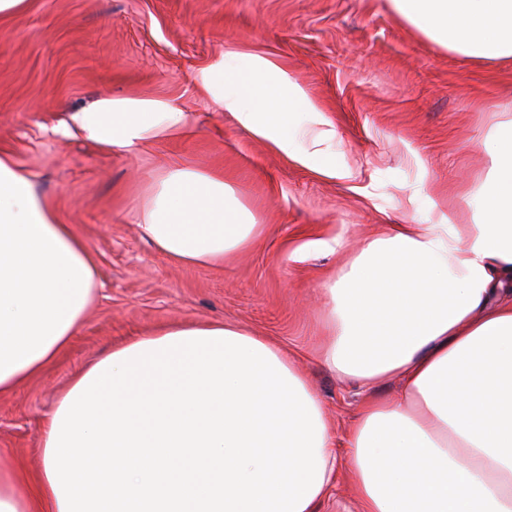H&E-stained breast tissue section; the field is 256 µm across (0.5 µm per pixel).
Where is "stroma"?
Masks as SVG:
<instances>
[{
  "label": "stroma",
  "instance_id": "1",
  "mask_svg": "<svg viewBox=\"0 0 512 512\" xmlns=\"http://www.w3.org/2000/svg\"><path fill=\"white\" fill-rule=\"evenodd\" d=\"M266 58L336 128L323 174L243 128L203 77L230 55ZM103 97L159 100L187 132L131 150L67 131ZM512 60L476 63L400 20L389 0H27L0 16V154L95 254L102 286L59 357L0 395V457L30 492L48 413L111 347L174 323L221 321L287 351L335 428L357 388L317 358L325 281L389 224H468ZM223 176L261 237L223 265L187 266L143 235L152 188L174 167Z\"/></svg>",
  "mask_w": 512,
  "mask_h": 512
}]
</instances>
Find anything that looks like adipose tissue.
I'll return each instance as SVG.
<instances>
[{"instance_id": "obj_1", "label": "adipose tissue", "mask_w": 512, "mask_h": 512, "mask_svg": "<svg viewBox=\"0 0 512 512\" xmlns=\"http://www.w3.org/2000/svg\"><path fill=\"white\" fill-rule=\"evenodd\" d=\"M390 2L459 55L512 58V0ZM205 81L242 127L329 172L317 147L333 123L272 61L234 56ZM71 121L119 150L187 125L165 103L109 97ZM487 150L465 196L476 223L390 225L324 285L320 359L365 393L345 462L286 351L229 324H176L72 380L43 428L36 493L0 467V512H317L340 476L354 512H512V117ZM142 230L188 265L223 264L260 233L221 176L187 168L155 183ZM97 284L82 236L0 155V394L55 361Z\"/></svg>"}]
</instances>
